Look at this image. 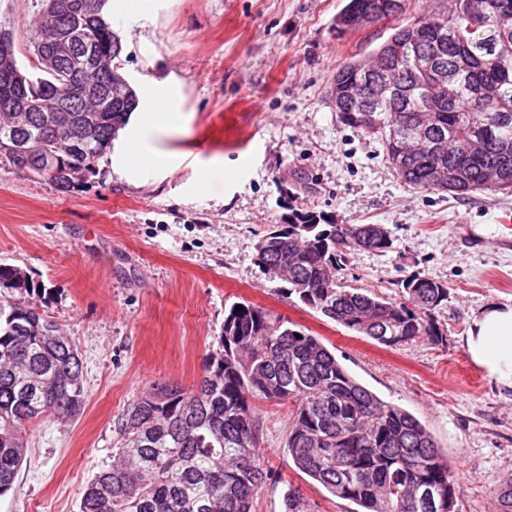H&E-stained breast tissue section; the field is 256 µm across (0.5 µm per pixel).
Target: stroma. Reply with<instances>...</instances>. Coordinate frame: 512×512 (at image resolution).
<instances>
[{"label":"stroma","mask_w":512,"mask_h":512,"mask_svg":"<svg viewBox=\"0 0 512 512\" xmlns=\"http://www.w3.org/2000/svg\"><path fill=\"white\" fill-rule=\"evenodd\" d=\"M347 0H140L111 13L123 72L136 89L181 85L187 129L172 147L192 160L132 186L103 162L69 192L0 163V264L42 286L40 312L75 338L86 402L72 419L34 422L0 512H79L122 440L117 418L166 384L188 390L221 350L224 312L251 302L318 336L362 385L417 417L459 476V512H495L512 476V391L468 356L473 317L512 303V194L468 197L405 185L382 143L344 126L329 99L337 69L368 58L395 27L451 0H404L402 13L338 32ZM42 0H0L19 65L34 71L30 26ZM221 160L198 189V163ZM339 224H381L385 252L351 251L341 280L398 301L417 275L448 290L434 312L443 338L385 347L286 296L255 263V245L293 210ZM266 462L280 474L254 512H284L287 486L308 512H354L286 463L290 405L256 401Z\"/></svg>","instance_id":"1"}]
</instances>
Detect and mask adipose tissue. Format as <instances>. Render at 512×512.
Returning a JSON list of instances; mask_svg holds the SVG:
<instances>
[{
	"label": "adipose tissue",
	"mask_w": 512,
	"mask_h": 512,
	"mask_svg": "<svg viewBox=\"0 0 512 512\" xmlns=\"http://www.w3.org/2000/svg\"><path fill=\"white\" fill-rule=\"evenodd\" d=\"M181 101L180 88L166 79L140 93L137 108L117 131L106 155L113 175L137 186L150 175L175 172L186 161L185 153L163 144L188 122ZM465 348L500 387L512 390V304L493 305L475 316Z\"/></svg>",
	"instance_id": "1"
}]
</instances>
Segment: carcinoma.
I'll return each mask as SVG.
<instances>
[{
	"label": "carcinoma",
	"instance_id": "carcinoma-1",
	"mask_svg": "<svg viewBox=\"0 0 512 512\" xmlns=\"http://www.w3.org/2000/svg\"><path fill=\"white\" fill-rule=\"evenodd\" d=\"M29 48L41 75L13 57L0 65V162L67 192L93 170L138 101L122 73L120 37L99 0H44ZM391 52L336 70L333 84L363 88L341 123L376 137L408 185L465 197L512 192V0H453L450 10L395 28ZM446 75L429 99L426 72ZM21 144L27 157L13 153ZM441 167L448 183H431ZM381 224H337L297 210L255 247V261L306 307L394 347L438 338L432 314L448 289L432 279L402 281L391 301L338 277L351 249L390 248ZM0 495L25 461L23 433L35 421L73 416L85 405L83 363L26 297L38 286L0 265ZM224 313L222 350L197 387L164 385L141 396L118 420L117 459L94 474L80 512H252L253 499L278 474L260 451L252 400L294 404L286 442L295 468L355 512H458L459 482L432 435L414 415L359 383L322 341L280 323L250 302ZM496 512H512V477L493 491ZM285 512H307L300 491Z\"/></svg>",
	"mask_w": 512,
	"mask_h": 512
}]
</instances>
